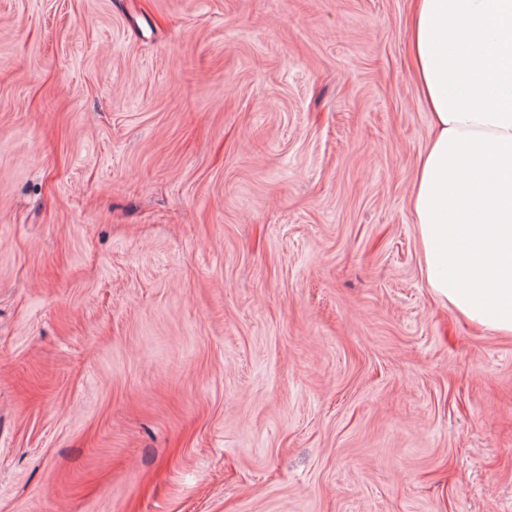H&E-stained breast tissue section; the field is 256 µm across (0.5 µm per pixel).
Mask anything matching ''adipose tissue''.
<instances>
[{"label":"adipose tissue","mask_w":512,"mask_h":512,"mask_svg":"<svg viewBox=\"0 0 512 512\" xmlns=\"http://www.w3.org/2000/svg\"><path fill=\"white\" fill-rule=\"evenodd\" d=\"M411 75L431 117L410 205L433 297L512 335V0H414Z\"/></svg>","instance_id":"adipose-tissue-1"}]
</instances>
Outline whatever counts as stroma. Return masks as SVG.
I'll use <instances>...</instances> for the list:
<instances>
[{
	"label": "stroma",
	"mask_w": 512,
	"mask_h": 512,
	"mask_svg": "<svg viewBox=\"0 0 512 512\" xmlns=\"http://www.w3.org/2000/svg\"><path fill=\"white\" fill-rule=\"evenodd\" d=\"M410 6L0 0V512H512Z\"/></svg>",
	"instance_id": "stroma-1"
}]
</instances>
